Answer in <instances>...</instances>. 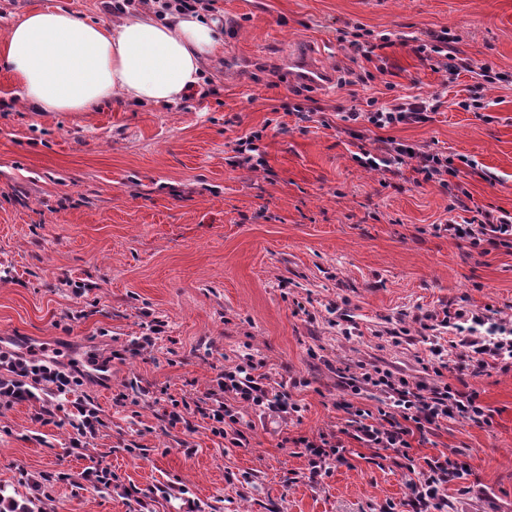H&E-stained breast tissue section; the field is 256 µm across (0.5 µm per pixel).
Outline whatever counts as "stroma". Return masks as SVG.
<instances>
[{
	"mask_svg": "<svg viewBox=\"0 0 512 512\" xmlns=\"http://www.w3.org/2000/svg\"><path fill=\"white\" fill-rule=\"evenodd\" d=\"M224 47L207 64L215 94L179 104L120 97L89 112H39L0 69V338L51 344L58 359L109 354L165 323L154 347L111 364L107 384L79 394L105 422L87 448L68 446L63 417L34 421L54 397L0 408V496L29 512H178L180 493L204 512H376L400 502L409 474L379 469L362 449L317 486L288 436L335 428L344 397L335 369L372 363L418 377L431 343L425 316L453 305L512 318V249L474 247L435 232L459 219L447 190L412 169L382 181L361 167L343 113L399 96L439 97L429 121L372 130L375 138L475 160L459 182L469 207L512 214V0H218ZM69 9L112 24L102 0H0V31L31 10ZM360 23L390 35L373 60L353 57L339 32ZM447 29L452 55L488 62L503 79L490 106L468 72L447 76L410 36ZM330 70L327 86L300 83L290 59ZM373 79L347 84L349 73ZM311 110L309 120L288 106ZM262 131L266 169H235L236 139ZM87 284L84 296L71 285ZM348 315L351 337L338 325ZM407 327L410 341L389 331ZM253 356L270 383L293 389L300 419L250 412L243 447L225 449L200 415L162 430L163 404L120 405L137 379L174 397L202 395L215 367ZM490 425L445 422L416 455L461 452L488 495L460 512H512V367L468 378ZM136 444L128 453L127 444ZM110 464L116 486L49 484ZM42 483L35 493L33 483ZM139 499L125 496L127 486Z\"/></svg>",
	"mask_w": 512,
	"mask_h": 512,
	"instance_id": "35a3bbf8",
	"label": "stroma"
}]
</instances>
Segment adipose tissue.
<instances>
[{"label":"adipose tissue","mask_w":512,"mask_h":512,"mask_svg":"<svg viewBox=\"0 0 512 512\" xmlns=\"http://www.w3.org/2000/svg\"><path fill=\"white\" fill-rule=\"evenodd\" d=\"M224 32L200 13L141 11L105 27L79 13L34 10L0 33V64L41 112H86L119 95L171 105L201 81Z\"/></svg>","instance_id":"ef3b65f1"}]
</instances>
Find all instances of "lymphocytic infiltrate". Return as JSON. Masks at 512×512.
Wrapping results in <instances>:
<instances>
[{
	"label": "lymphocytic infiltrate",
	"mask_w": 512,
	"mask_h": 512,
	"mask_svg": "<svg viewBox=\"0 0 512 512\" xmlns=\"http://www.w3.org/2000/svg\"><path fill=\"white\" fill-rule=\"evenodd\" d=\"M417 53L445 58L448 74L466 69L475 73L484 88L495 87L499 74L490 63L467 60L447 61V30L428 32L418 39ZM438 98L398 97L392 102L365 112L345 113L343 128L355 148L354 159L360 166L381 175H400L412 166L424 182L447 188L453 207H463L461 191L453 181L459 173L451 156L431 149H409L396 140L380 149L367 146L364 128L384 129L398 124L424 123L438 107ZM443 232L450 237L469 240L475 247L490 245L512 248V215H497L479 209L463 222L449 221ZM428 331L455 333L453 345L458 350L455 363H448L442 349L436 348L423 365L425 376L416 380L400 372L376 365L358 364L356 368L336 371L337 384L349 394L343 407L347 417L338 429L313 436L293 438L307 460L305 477L320 484L333 467L348 464L354 447L370 449L373 459L387 457L395 467L406 470L411 479L409 492L402 503L380 505L379 512H456L448 495L450 487L459 494H482L472 482L473 471L456 450H442L420 458L411 455L414 437H426L448 420L465 423H489L491 415L476 391L463 387L465 377L479 376L499 364L512 365V324L490 320L485 313L461 306L445 311L442 319L428 324ZM454 370L453 381H446L447 370ZM91 375L78 366L65 367L55 361L34 357L32 352L0 351V407L35 400L38 393L76 391ZM366 392L378 394L377 410L356 406L354 397ZM254 410L261 415L288 420L299 416L302 407L290 392L270 386L266 374L260 373L253 359L217 368L210 387L197 400H172L165 410L169 426L186 423L189 414L208 419L212 435L228 440L231 447L243 445L244 414Z\"/></svg>",
	"instance_id": "lymphocytic-infiltrate-1"
}]
</instances>
